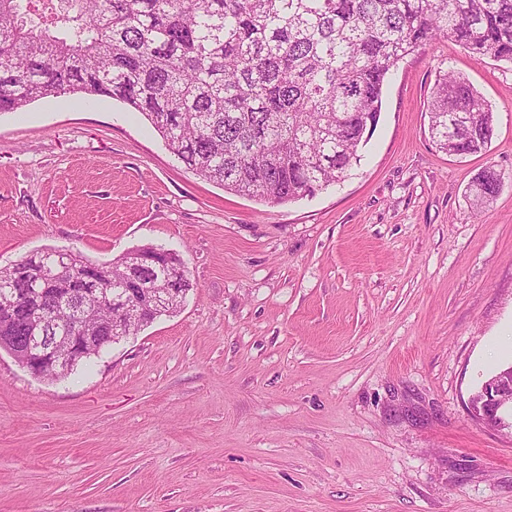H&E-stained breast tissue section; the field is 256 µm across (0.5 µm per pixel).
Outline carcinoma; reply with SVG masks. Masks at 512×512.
Segmentation results:
<instances>
[{
    "mask_svg": "<svg viewBox=\"0 0 512 512\" xmlns=\"http://www.w3.org/2000/svg\"><path fill=\"white\" fill-rule=\"evenodd\" d=\"M34 11V0H0V112L66 94L117 99L195 175L266 204L313 196L345 176L378 124L386 80L418 47L448 38L479 63H512V0H42L35 25ZM427 111L430 138L446 153L491 143L493 109L466 79L438 75ZM502 179L485 168L469 188L474 204L490 203ZM155 250L142 245L102 264L80 254L58 282L52 250L1 268L0 289L17 293L18 309H0V336L11 337L0 347L21 361L14 339L34 317L47 336L112 335L99 327L110 310L88 296V275L107 268L104 287L135 289L127 263ZM148 266L135 276L194 288L174 252ZM55 287L71 290L72 309L31 293ZM184 300L148 309L131 332Z\"/></svg>",
    "mask_w": 512,
    "mask_h": 512,
    "instance_id": "1",
    "label": "carcinoma"
}]
</instances>
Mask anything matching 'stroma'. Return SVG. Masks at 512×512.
<instances>
[{
	"label": "stroma",
	"instance_id": "stroma-1",
	"mask_svg": "<svg viewBox=\"0 0 512 512\" xmlns=\"http://www.w3.org/2000/svg\"><path fill=\"white\" fill-rule=\"evenodd\" d=\"M447 68L492 105L485 152L430 139ZM360 154L272 206L194 175L119 100L1 114L0 268L153 244L194 287L57 381L0 349V512H512V432L468 410L512 365V65L420 47ZM476 179L478 181L472 182L469 192L473 197L474 204L482 208L499 193L503 176L492 166L486 167Z\"/></svg>",
	"mask_w": 512,
	"mask_h": 512
}]
</instances>
